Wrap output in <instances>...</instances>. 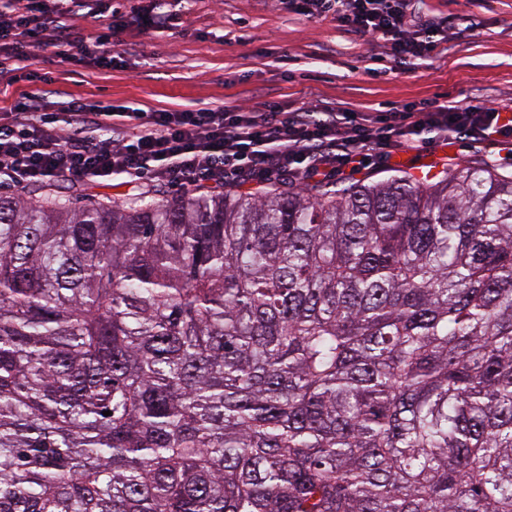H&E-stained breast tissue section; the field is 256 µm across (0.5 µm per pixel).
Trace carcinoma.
Listing matches in <instances>:
<instances>
[{"label": "carcinoma", "mask_w": 512, "mask_h": 512, "mask_svg": "<svg viewBox=\"0 0 512 512\" xmlns=\"http://www.w3.org/2000/svg\"><path fill=\"white\" fill-rule=\"evenodd\" d=\"M0 512H512V172L0 193Z\"/></svg>", "instance_id": "cac0c4a2"}]
</instances>
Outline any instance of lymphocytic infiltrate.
Instances as JSON below:
<instances>
[{
    "label": "lymphocytic infiltrate",
    "mask_w": 512,
    "mask_h": 512,
    "mask_svg": "<svg viewBox=\"0 0 512 512\" xmlns=\"http://www.w3.org/2000/svg\"><path fill=\"white\" fill-rule=\"evenodd\" d=\"M167 0L135 6L134 21L146 28H173ZM420 0H279L282 8L309 20L333 18L346 33L382 44L401 69L447 54L446 29L419 18ZM73 11L53 0H12L0 11V64L29 61L38 47H53L75 64ZM130 20V21H133ZM129 20L111 14L99 68L124 69L135 48L108 50ZM447 143L459 135L489 142L512 141V110L457 101L429 100L403 112L368 116L312 105L283 104L260 112L217 107L200 111L133 109L76 98L47 105L25 91L0 108V186L44 185L63 177L98 178L114 173L135 184L152 176L160 184L195 188L225 181L258 187L291 178L299 184L344 180L394 153L412 150L416 133Z\"/></svg>",
    "instance_id": "obj_1"
}]
</instances>
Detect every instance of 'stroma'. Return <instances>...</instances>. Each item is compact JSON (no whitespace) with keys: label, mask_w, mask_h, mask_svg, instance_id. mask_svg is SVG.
<instances>
[{"label":"stroma","mask_w":512,"mask_h":512,"mask_svg":"<svg viewBox=\"0 0 512 512\" xmlns=\"http://www.w3.org/2000/svg\"><path fill=\"white\" fill-rule=\"evenodd\" d=\"M431 14L456 31L473 16V32L447 55L402 70L383 48L352 40L335 21H309L283 11L276 0H194L180 9L173 30L132 28L148 64L97 70L38 51L32 67L49 78L48 91L140 109L184 111L225 105L243 112L269 102L299 107L305 98L329 108L368 115L449 97L465 104L512 105V0L482 8L475 0H426ZM481 158L512 171V155L468 137L436 146L419 139L398 167L465 164ZM65 193L81 202H125L138 194L123 176L93 181L62 178L42 196Z\"/></svg>","instance_id":"obj_1"}]
</instances>
